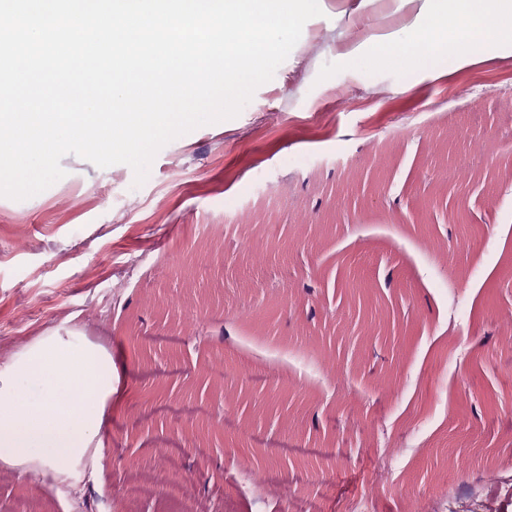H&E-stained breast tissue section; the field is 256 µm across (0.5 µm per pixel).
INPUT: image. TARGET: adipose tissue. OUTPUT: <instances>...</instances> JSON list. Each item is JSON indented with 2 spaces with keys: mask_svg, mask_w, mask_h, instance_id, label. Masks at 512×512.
I'll return each instance as SVG.
<instances>
[{
  "mask_svg": "<svg viewBox=\"0 0 512 512\" xmlns=\"http://www.w3.org/2000/svg\"><path fill=\"white\" fill-rule=\"evenodd\" d=\"M472 36H512V0H462ZM454 7L441 0L424 26L403 42L378 37L372 56L391 54L416 66L457 68L467 52L449 53L455 34ZM112 355L80 331L52 330L0 363V466L47 470L80 479L86 466H99L107 405L112 400Z\"/></svg>",
  "mask_w": 512,
  "mask_h": 512,
  "instance_id": "ef3b65f1",
  "label": "adipose tissue"
}]
</instances>
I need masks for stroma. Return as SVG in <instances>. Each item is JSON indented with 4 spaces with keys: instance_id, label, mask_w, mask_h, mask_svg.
Wrapping results in <instances>:
<instances>
[{
    "instance_id": "35a3bbf8",
    "label": "stroma",
    "mask_w": 512,
    "mask_h": 512,
    "mask_svg": "<svg viewBox=\"0 0 512 512\" xmlns=\"http://www.w3.org/2000/svg\"><path fill=\"white\" fill-rule=\"evenodd\" d=\"M426 0H319L240 114L143 183L0 197V363L112 354L101 468L0 512H512V42L373 64Z\"/></svg>"
}]
</instances>
